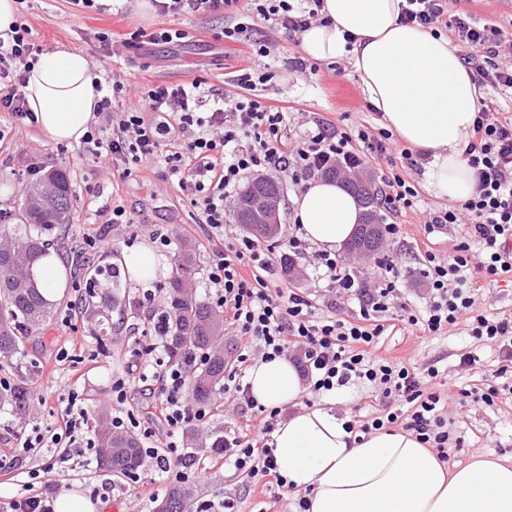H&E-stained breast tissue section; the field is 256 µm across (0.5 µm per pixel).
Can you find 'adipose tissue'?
Listing matches in <instances>:
<instances>
[{"label":"adipose tissue","instance_id":"adipose-tissue-1","mask_svg":"<svg viewBox=\"0 0 512 512\" xmlns=\"http://www.w3.org/2000/svg\"><path fill=\"white\" fill-rule=\"evenodd\" d=\"M400 0H324L328 24L297 36L308 59L350 57L370 103L410 150L427 156L428 188L452 202L474 189L463 151L480 90L446 36L399 21ZM88 55L57 46L42 53L26 96L48 140L80 143L101 98ZM357 200L331 180H313L295 200L300 234L335 251L362 221ZM252 398L263 406H294L271 435L280 474L305 493L308 512H512V459L478 454L451 466L406 431L364 435L328 404L302 406L294 363L278 357L253 366Z\"/></svg>","mask_w":512,"mask_h":512}]
</instances>
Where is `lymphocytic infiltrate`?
I'll list each match as a JSON object with an SVG mask.
<instances>
[{
    "label": "lymphocytic infiltrate",
    "mask_w": 512,
    "mask_h": 512,
    "mask_svg": "<svg viewBox=\"0 0 512 512\" xmlns=\"http://www.w3.org/2000/svg\"><path fill=\"white\" fill-rule=\"evenodd\" d=\"M154 0L159 15L175 19L196 14L234 11L236 22L224 30L225 40L241 41L263 20L290 33L325 23L323 0ZM404 23L430 32L449 29L460 48L465 68L480 83L512 90V62H500L508 37L495 30L474 26L467 14L453 13L448 0H405ZM30 28L22 22L0 36V112L11 126H32L36 116L29 108L24 88L34 45ZM124 99L121 111H113L114 99ZM98 111L112 116V134L104 136L91 127L80 142L82 152L100 167L123 169L163 162L166 174L186 193L199 223L211 230L213 258L207 270L206 299L224 320L225 329L239 336V353L224 373V408L232 412L254 409L245 381L248 369L258 361L292 356L311 394L320 396L351 386L368 389L380 410L356 420L357 432L368 434L391 425L402 426L448 461L445 379L439 369L419 370L383 357L377 339L394 321L404 331L434 335L450 326L463 327L467 335L487 339L498 348L499 374L512 367V313H477L468 286L471 269L497 277L512 271V118L481 103L464 155L475 173V190L461 203L437 208L421 205L420 191L410 170L419 162L402 151L401 164L381 173L379 203L388 213L419 216L425 234L439 233L450 224L462 225L453 254L442 258L424 255L427 281L425 306L413 309L396 294L399 275L391 259L377 262L370 281L362 283L341 256L317 250L302 239L296 224L284 226L276 243L262 245L250 238L230 236L231 202L242 181L253 172L272 170L291 173L295 180H309L332 167L360 171L390 158L393 134L361 126L343 129L317 117L305 131L295 132L284 109L247 97H228L203 88L201 80L181 84H152L130 88L113 83L100 100ZM305 256L323 292L357 302L344 315L319 312L317 300L294 288L282 287L274 278L276 256ZM150 313L152 341L135 351L123 373L112 378V395L125 404L137 383L153 382L152 393L164 410L167 431L161 447H149V470L159 482L188 484L203 478L206 468L183 451L184 426L205 422V409L190 401L189 376L198 358L191 353L152 359L164 349L166 324L162 303L144 293ZM279 410L259 419L253 433L231 426L214 436L210 457L224 461L256 486L283 487L270 435ZM88 420L78 392H69L60 425L25 439L28 448H53V463L43 468V492L14 501L13 512H52L49 489L56 465L69 461L79 448L78 436Z\"/></svg>",
    "instance_id": "obj_1"
}]
</instances>
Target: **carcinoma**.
<instances>
[{
	"label": "carcinoma",
	"instance_id": "obj_1",
	"mask_svg": "<svg viewBox=\"0 0 512 512\" xmlns=\"http://www.w3.org/2000/svg\"><path fill=\"white\" fill-rule=\"evenodd\" d=\"M325 177L338 179L358 198L369 220L379 219L377 192L370 182L350 179L336 169ZM53 181L57 191L54 197L44 200L38 210L26 203L23 206L24 230L11 224H0V362H9L20 353L22 336L47 320V302L42 298L33 277L35 261L46 253L47 236L72 221L71 190L66 174L49 170L37 181L29 184L27 199L40 195L43 185ZM280 183L265 178H253L245 183L237 195L233 219L243 224L248 218V200L256 194H277ZM382 244L379 230L372 232L361 228L357 238L346 244L347 251L362 245L371 254L378 253ZM118 267L109 265L95 268L89 274L83 314L98 327L100 345H105L108 330L112 329V307L118 304L122 288ZM196 253L182 250L176 259V269L169 285V304L165 310L169 350L172 353L190 352L202 358L199 370L189 380L191 399L200 405H210L217 393L224 388V368L230 356L224 353V320L196 295ZM10 404L16 413L26 412L27 387L20 386L12 392H0V402ZM100 463L117 473H132L142 462L140 442L132 435L112 428L107 418H102L97 433ZM192 489L188 486L171 488L157 505L155 512H189Z\"/></svg>",
	"mask_w": 512,
	"mask_h": 512
}]
</instances>
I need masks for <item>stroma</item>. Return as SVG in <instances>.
Listing matches in <instances>:
<instances>
[{
	"instance_id": "1",
	"label": "stroma",
	"mask_w": 512,
	"mask_h": 512,
	"mask_svg": "<svg viewBox=\"0 0 512 512\" xmlns=\"http://www.w3.org/2000/svg\"><path fill=\"white\" fill-rule=\"evenodd\" d=\"M104 11L79 12L68 0H23L19 9L31 28L33 42L41 49L64 45L84 51L92 60L102 80L120 81L130 86L147 83H182L195 78L208 86L237 95V75L243 66L241 45L222 39L225 27L231 26V13L195 15L182 19L181 28L188 36L185 42L145 44L138 56L127 57L115 52L104 55L98 33H108L120 40L140 30L151 34L163 27L165 20L157 12H139L134 0L116 6L115 0H103ZM456 10L467 13L478 27L512 32V0H457ZM255 37L268 39L271 54L266 60L269 79L256 85L254 95L270 104L287 108L295 130L307 127L313 115L328 119L344 117L348 127L378 126L379 116L363 90L351 62L339 58L331 62H306L302 72L293 71L295 61L301 60L292 38L271 23L257 24ZM39 159L44 169H61L68 176L73 199V220L63 231H54L50 243L66 264V281L62 295L50 308L49 319L33 330L21 345L5 375L11 384H25L41 395L25 418H18L11 406H0V455L11 453L16 458L12 472L0 471V512H12V503L26 495L28 489L42 491V484H31V472L40 470L53 454L52 449L21 447L6 448L4 439L24 438L33 430L56 425L66 405L69 387H76L85 396L84 408L88 420L98 413L111 412L112 375L122 371L136 342H148L149 323L142 311L134 309L132 300L142 292L140 284L125 281L121 302L112 311V338L99 346L94 325L82 316L71 323L63 318L71 306L80 302L77 284L83 283L81 261L97 265L114 263L117 253L133 249L151 239L155 229L168 230L170 247L161 253L175 261L183 244L193 245L197 255L198 285L206 287L209 252L204 244L208 237L205 225L196 223L193 208L178 188L167 180L162 166L133 168L130 175L105 172L95 163L79 156L75 146L45 140L38 127L12 129L0 142V210L9 211L13 223H20L22 204L30 179L26 167L31 159ZM123 206L133 221L112 227V248L107 252L89 250L87 234L98 230L104 222L105 208ZM382 223L398 222L403 235L400 242H385L383 251L389 254L400 273L398 286L402 295L414 307L424 304V280L420 269L426 250L445 255L459 236L460 228L451 224L442 233L424 238L423 231L412 214L392 217L381 213ZM469 287L478 310L486 313L512 311V281H493L480 271H473ZM476 351L483 369L497 365L492 346L465 335L451 326L433 336L415 338L406 332H387L378 339V351L386 357L424 368L436 366L458 387H472L477 375L460 370L462 353ZM212 416L205 425H190L196 443L185 450L193 458L209 463L206 478L193 484L194 503L208 500L220 502L224 497L236 498L242 512H289L290 495L286 489L275 488L266 493L254 490L233 467L209 457L213 435L223 434L224 407L214 402ZM448 430L451 439L460 446L456 462H466L473 453H492L512 457V398L492 407L484 404L448 406ZM74 474L62 473L55 480L60 491L84 489L112 481L116 487L102 498L98 512H154L164 497L166 485L153 482L147 469H140L139 482L101 469L94 451L75 457Z\"/></svg>"
}]
</instances>
